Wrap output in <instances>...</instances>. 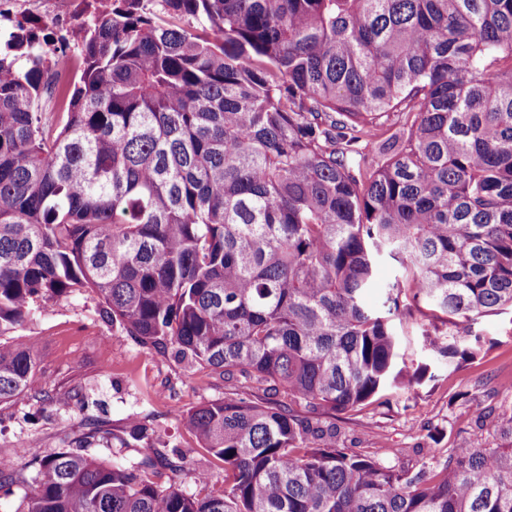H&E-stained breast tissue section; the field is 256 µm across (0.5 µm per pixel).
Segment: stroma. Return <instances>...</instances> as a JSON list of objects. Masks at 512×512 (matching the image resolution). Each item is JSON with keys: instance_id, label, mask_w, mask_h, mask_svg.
Masks as SVG:
<instances>
[{"instance_id": "obj_1", "label": "stroma", "mask_w": 512, "mask_h": 512, "mask_svg": "<svg viewBox=\"0 0 512 512\" xmlns=\"http://www.w3.org/2000/svg\"><path fill=\"white\" fill-rule=\"evenodd\" d=\"M474 330L484 340L476 359L454 371L437 370L435 380L390 403L338 415L341 447L405 469L417 466L418 450L442 455L461 436L476 433L487 447H496L498 417L512 411V312L483 317ZM8 338L33 344L34 385L54 400L0 406V455L13 460L27 479L13 495L0 499V512H16L31 491L32 450L48 454L72 447L85 432L89 414L105 426L88 455L130 462L154 447L181 464L163 470V484L200 495L223 491V468L180 421L182 413L223 396L224 383L212 370L179 363L167 349L141 347L100 318L98 299L91 293L48 303ZM77 394L96 399V407L80 412L73 402ZM135 421L146 425L148 439L121 445L119 434ZM194 471L208 474L207 486L191 480Z\"/></svg>"}]
</instances>
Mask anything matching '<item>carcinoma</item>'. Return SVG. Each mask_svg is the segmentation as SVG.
I'll use <instances>...</instances> for the list:
<instances>
[{"instance_id":"obj_1","label":"carcinoma","mask_w":512,"mask_h":512,"mask_svg":"<svg viewBox=\"0 0 512 512\" xmlns=\"http://www.w3.org/2000/svg\"><path fill=\"white\" fill-rule=\"evenodd\" d=\"M42 32L0 51V338L89 290L244 382L183 415L223 492L158 486L157 449L89 456L90 419L33 454L19 512H512V415L414 470L325 419L475 359L512 308V0H107L55 87ZM382 257L401 276L371 302ZM35 367L0 341V405L53 400ZM20 479L0 465V494Z\"/></svg>"}]
</instances>
